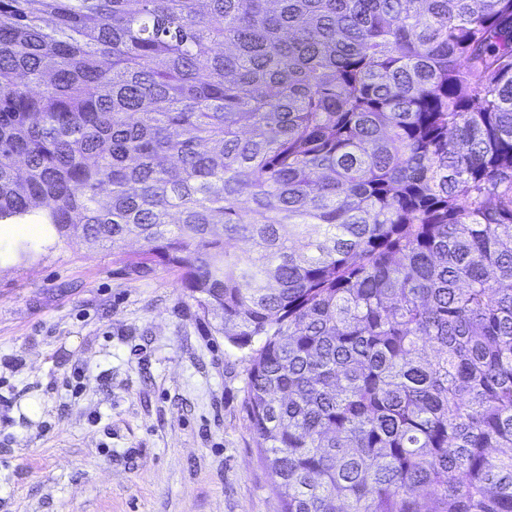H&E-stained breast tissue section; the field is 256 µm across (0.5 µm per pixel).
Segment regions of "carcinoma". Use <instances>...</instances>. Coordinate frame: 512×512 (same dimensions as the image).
Returning a JSON list of instances; mask_svg holds the SVG:
<instances>
[{"mask_svg":"<svg viewBox=\"0 0 512 512\" xmlns=\"http://www.w3.org/2000/svg\"><path fill=\"white\" fill-rule=\"evenodd\" d=\"M30 216L249 351L280 512H512V0H0Z\"/></svg>","mask_w":512,"mask_h":512,"instance_id":"1","label":"carcinoma"}]
</instances>
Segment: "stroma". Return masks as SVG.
<instances>
[{"mask_svg":"<svg viewBox=\"0 0 512 512\" xmlns=\"http://www.w3.org/2000/svg\"><path fill=\"white\" fill-rule=\"evenodd\" d=\"M248 367L176 273L0 238V512H278Z\"/></svg>","mask_w":512,"mask_h":512,"instance_id":"stroma-1","label":"stroma"}]
</instances>
